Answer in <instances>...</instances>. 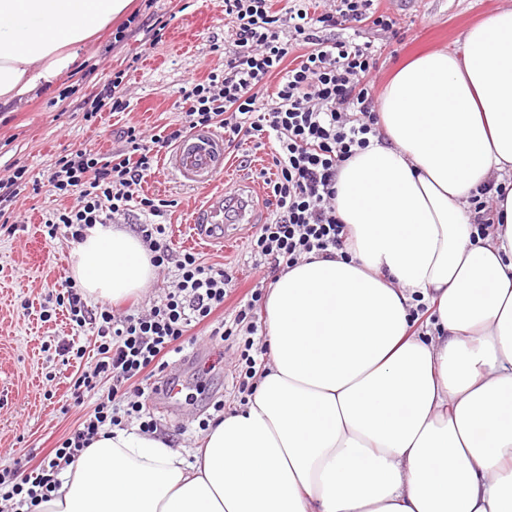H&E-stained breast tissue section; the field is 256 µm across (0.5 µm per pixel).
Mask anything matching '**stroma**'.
<instances>
[{"label":"stroma","mask_w":512,"mask_h":512,"mask_svg":"<svg viewBox=\"0 0 512 512\" xmlns=\"http://www.w3.org/2000/svg\"><path fill=\"white\" fill-rule=\"evenodd\" d=\"M379 11L394 20L392 31L362 25V40L377 50L373 91L381 93L394 71L417 53L461 46L465 34L502 8V0H378ZM130 13L139 21L163 23L153 48H144V32L128 33L115 41L122 20L112 21L86 41L76 72L13 112H0V177L24 167L23 190L9 202L8 224L0 225V461L25 459L27 470L40 466L56 444L67 437L94 408L93 399L75 404L73 382L76 358L61 356L60 346L75 342L93 354L97 336L87 327L73 333L65 308L50 320L40 317L48 292L58 291L72 277L74 244L65 238L48 241L45 220L70 206L71 197L54 192L49 177L63 156L87 150L108 157L125 149L121 136L133 125L155 135L179 125L187 109L179 89L188 80H204L224 70V51L234 18L225 15L224 0H132ZM126 72L131 101L127 112L94 111L96 96L117 72ZM274 143L251 139L229 152L224 170L209 188L186 186L158 164L141 185L148 197L160 200L174 256L192 252L207 263L229 268L234 285L220 315L233 319L248 294L268 269L257 266L247 244L258 225L272 217L264 184L273 172ZM254 187L250 208L254 221L239 225L223 242L199 239L193 213L221 191L242 183ZM212 327L192 328L185 354H205L184 371L183 385L173 408L146 401L159 433L171 448L193 447L201 437L210 393L223 395L225 406L238 405L234 387L242 340L223 341Z\"/></svg>","instance_id":"stroma-1"}]
</instances>
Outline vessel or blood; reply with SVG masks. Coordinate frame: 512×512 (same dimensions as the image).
<instances>
[{
    "label": "vessel or blood",
    "mask_w": 512,
    "mask_h": 512,
    "mask_svg": "<svg viewBox=\"0 0 512 512\" xmlns=\"http://www.w3.org/2000/svg\"><path fill=\"white\" fill-rule=\"evenodd\" d=\"M224 138L210 129L191 131L164 156L166 167L179 179L196 187L213 184L224 169ZM202 224L223 230L228 224L250 222L251 216L241 195H216L200 210Z\"/></svg>",
    "instance_id": "b4317fda"
}]
</instances>
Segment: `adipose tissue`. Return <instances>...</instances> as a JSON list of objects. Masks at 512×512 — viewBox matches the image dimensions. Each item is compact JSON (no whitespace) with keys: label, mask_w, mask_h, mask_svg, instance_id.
Segmentation results:
<instances>
[{"label":"adipose tissue","mask_w":512,"mask_h":512,"mask_svg":"<svg viewBox=\"0 0 512 512\" xmlns=\"http://www.w3.org/2000/svg\"><path fill=\"white\" fill-rule=\"evenodd\" d=\"M130 4L0 0V107L72 72ZM378 113L337 178L344 251L265 298L271 363L248 402L186 454L99 433L34 512H512V186L485 234L471 205L512 174V10L401 66ZM72 263L94 301L155 273L141 239L102 225Z\"/></svg>","instance_id":"obj_1"}]
</instances>
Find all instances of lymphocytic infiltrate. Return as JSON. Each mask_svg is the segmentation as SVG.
<instances>
[{"label": "lymphocytic infiltrate", "instance_id": "obj_1", "mask_svg": "<svg viewBox=\"0 0 512 512\" xmlns=\"http://www.w3.org/2000/svg\"><path fill=\"white\" fill-rule=\"evenodd\" d=\"M224 12L238 22L224 52V72L182 89L188 106L183 125L147 144L135 127H127V151L103 159L81 150L59 159L50 176L53 188L74 202L45 221L46 238L61 234L78 244L95 225L141 211L148 219L137 224L136 232L154 267L175 263L176 284L149 311L129 309L118 316L108 307L88 305L75 283L64 281L66 293L56 296V304L65 305L74 326H92L100 338L97 361L84 366L74 382L76 402L92 394L96 403L38 472L23 474L17 462L0 465V499L14 502L15 512L49 498L60 471L74 464L100 431L122 427L127 419L137 420L142 432L156 430L142 403L143 390L127 392L126 383L148 369L165 370L170 354L183 351L189 329L221 308L232 286L233 274L224 266L205 263L191 252L173 259L166 227L157 221L159 206L138 194L163 148L189 131L214 125L223 128L228 149L262 134L272 137L276 173L267 186L275 215L252 237L251 254L281 272L307 255L330 258L344 247L347 231L334 206L338 171L369 146L379 121L367 80L377 65L376 51L349 32L366 22L389 29L393 20L379 13L377 0H331L329 10L318 15L303 2L280 12L273 10L272 0H224ZM296 45L305 46V53L295 67L284 68ZM275 75L280 81L271 93L267 82ZM262 301V289H255L232 320L212 330L223 339L243 336L238 391L246 395L261 377L267 353L254 340ZM106 378L112 387L103 394L99 385Z\"/></svg>", "mask_w": 512, "mask_h": 512}]
</instances>
